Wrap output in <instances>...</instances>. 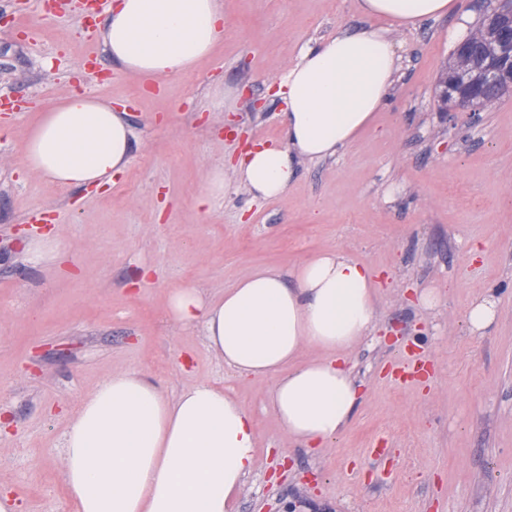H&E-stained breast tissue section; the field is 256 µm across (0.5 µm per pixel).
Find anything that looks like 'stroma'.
<instances>
[{"label": "stroma", "instance_id": "stroma-1", "mask_svg": "<svg viewBox=\"0 0 512 512\" xmlns=\"http://www.w3.org/2000/svg\"><path fill=\"white\" fill-rule=\"evenodd\" d=\"M224 12L215 53L156 94L71 13L48 22L32 0H0V94L25 106L0 121V491L18 512H70L69 420L100 381L136 369L170 397L216 383L251 414L256 465L237 512H512V93L452 115L435 97L453 29L473 30L484 0L393 31L399 80L356 144L303 162L281 198L256 203L235 185L207 212L197 199L213 166L283 139L275 92L301 49L366 24L358 0H224ZM80 92L126 112L131 160L108 184L64 188L25 170L21 145L36 111ZM32 210L61 259L26 260ZM326 250L373 267L381 288L377 326L349 355L361 403L316 452L280 426L271 380L236 378L167 298L188 285L215 297ZM487 293L498 315L480 335L467 309ZM417 347L432 374L400 385L388 365ZM382 436L397 453L376 490L366 462Z\"/></svg>", "mask_w": 512, "mask_h": 512}]
</instances>
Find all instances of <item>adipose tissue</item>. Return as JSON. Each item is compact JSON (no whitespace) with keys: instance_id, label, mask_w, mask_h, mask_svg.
Masks as SVG:
<instances>
[{"instance_id":"obj_1","label":"adipose tissue","mask_w":512,"mask_h":512,"mask_svg":"<svg viewBox=\"0 0 512 512\" xmlns=\"http://www.w3.org/2000/svg\"><path fill=\"white\" fill-rule=\"evenodd\" d=\"M372 26L343 28L304 47L279 84L284 139L260 144L232 170L211 169L200 207L231 183L263 199L283 197L305 160L354 144L388 102L399 71L391 28L448 16L453 0H358ZM224 38V0H112L104 51L144 80L194 70ZM124 113L73 93L40 113L22 143V165L54 183H107L130 162ZM378 287L372 269L324 252L291 270H255L219 297L173 291L168 312L201 327L208 346L243 379H272L268 402L288 436L322 448L351 422L360 385L347 354L373 331ZM319 358L298 363L302 345ZM258 436L249 412L223 388L199 382L166 396L144 374H112L70 419L64 445L72 512H236L255 464Z\"/></svg>"}]
</instances>
